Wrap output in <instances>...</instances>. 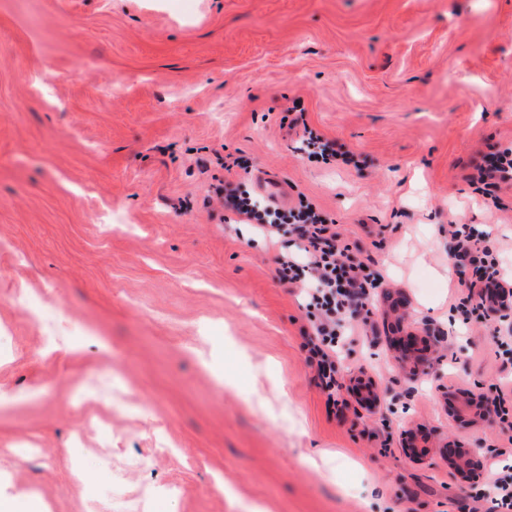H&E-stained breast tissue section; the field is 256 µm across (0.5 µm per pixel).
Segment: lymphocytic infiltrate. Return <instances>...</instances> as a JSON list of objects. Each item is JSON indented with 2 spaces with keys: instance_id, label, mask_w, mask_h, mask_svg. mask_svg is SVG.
<instances>
[{
  "instance_id": "f902f5d3",
  "label": "lymphocytic infiltrate",
  "mask_w": 512,
  "mask_h": 512,
  "mask_svg": "<svg viewBox=\"0 0 512 512\" xmlns=\"http://www.w3.org/2000/svg\"><path fill=\"white\" fill-rule=\"evenodd\" d=\"M469 181L489 196L500 184L512 185V151L486 155ZM215 195L239 223L255 225L270 238L293 234L302 241L303 257H278V272L289 283L313 287L306 304L312 330L307 339L308 359L317 369L328 403L336 404L338 352L353 343L357 328L351 319L364 309L371 290L379 288L378 279L369 264L343 244L335 219L315 204L303 201L296 207H259L229 184L218 187ZM448 236L454 267L461 273L473 270L477 277L476 283L457 293L456 309L470 316L490 302L512 306V279L501 274L491 241L464 224L449 225Z\"/></svg>"
}]
</instances>
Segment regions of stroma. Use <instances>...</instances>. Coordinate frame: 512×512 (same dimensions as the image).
<instances>
[{"mask_svg": "<svg viewBox=\"0 0 512 512\" xmlns=\"http://www.w3.org/2000/svg\"><path fill=\"white\" fill-rule=\"evenodd\" d=\"M296 109L367 166L308 157ZM506 149L512 0H0V448L20 450L0 497L490 512L487 477L447 457L472 444L511 467L512 423L462 424L446 396L512 366L494 322L452 308L448 225L490 232L512 275V185L492 200L468 180ZM221 179L306 198L370 257L381 286L337 375L350 408L308 362L288 240L224 222ZM426 327L440 376L417 383L387 344Z\"/></svg>", "mask_w": 512, "mask_h": 512, "instance_id": "obj_1", "label": "stroma"}]
</instances>
